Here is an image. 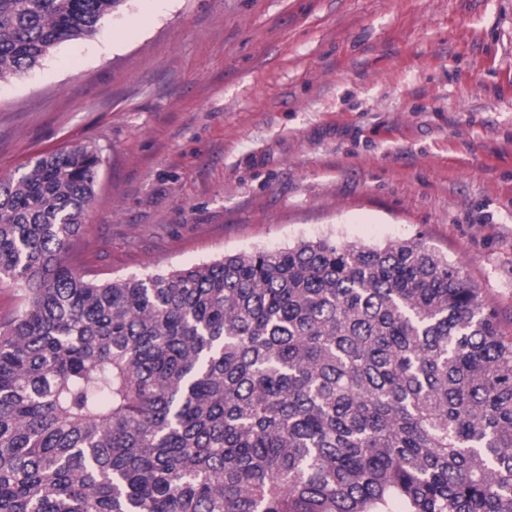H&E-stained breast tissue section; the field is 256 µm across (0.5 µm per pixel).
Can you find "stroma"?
<instances>
[{
    "mask_svg": "<svg viewBox=\"0 0 512 512\" xmlns=\"http://www.w3.org/2000/svg\"><path fill=\"white\" fill-rule=\"evenodd\" d=\"M76 144L87 277L418 238L512 337V0H125L0 81V178Z\"/></svg>",
    "mask_w": 512,
    "mask_h": 512,
    "instance_id": "obj_1",
    "label": "stroma"
}]
</instances>
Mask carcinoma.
<instances>
[{"instance_id":"1","label":"carcinoma","mask_w":512,"mask_h":512,"mask_svg":"<svg viewBox=\"0 0 512 512\" xmlns=\"http://www.w3.org/2000/svg\"><path fill=\"white\" fill-rule=\"evenodd\" d=\"M124 0H0V78ZM101 159L0 179V512H512V337L420 240L109 282L66 263ZM24 296L22 290L12 281L0 280V321L22 307Z\"/></svg>"}]
</instances>
